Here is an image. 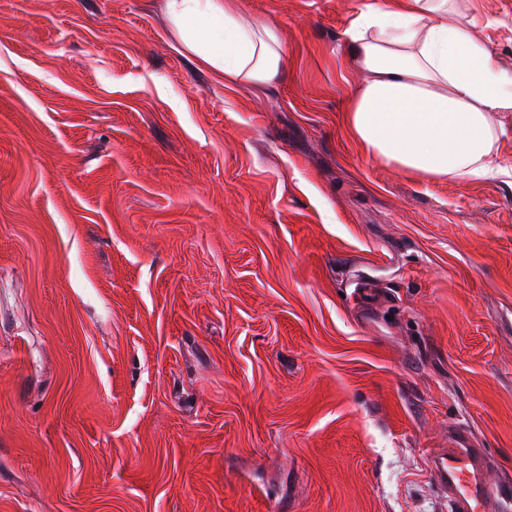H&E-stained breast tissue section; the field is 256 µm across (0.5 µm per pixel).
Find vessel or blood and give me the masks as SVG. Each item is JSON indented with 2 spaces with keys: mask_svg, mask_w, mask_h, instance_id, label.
I'll return each mask as SVG.
<instances>
[{
  "mask_svg": "<svg viewBox=\"0 0 512 512\" xmlns=\"http://www.w3.org/2000/svg\"><path fill=\"white\" fill-rule=\"evenodd\" d=\"M452 512H491L489 490L482 479L486 461L479 448H437L429 458Z\"/></svg>",
  "mask_w": 512,
  "mask_h": 512,
  "instance_id": "obj_1",
  "label": "vessel or blood"
}]
</instances>
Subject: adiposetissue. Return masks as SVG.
<instances>
[{"instance_id":"ef3b65f1","label":"adipose tissue","mask_w":512,"mask_h":512,"mask_svg":"<svg viewBox=\"0 0 512 512\" xmlns=\"http://www.w3.org/2000/svg\"><path fill=\"white\" fill-rule=\"evenodd\" d=\"M183 49L225 82H278V28L240 13L237 0H166ZM343 56L365 78L350 94L345 127L369 154L424 181L512 178L499 156L512 111V77L497 66L454 0H367L349 18Z\"/></svg>"}]
</instances>
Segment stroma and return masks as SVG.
Returning <instances> with one entry per match:
<instances>
[{"instance_id":"1","label":"stroma","mask_w":512,"mask_h":512,"mask_svg":"<svg viewBox=\"0 0 512 512\" xmlns=\"http://www.w3.org/2000/svg\"><path fill=\"white\" fill-rule=\"evenodd\" d=\"M364 0H238L284 78L198 68L165 0H0V512H512V184L370 157ZM512 75V0H457ZM429 462L453 512L494 510L482 479L486 461L481 448H435Z\"/></svg>"}]
</instances>
